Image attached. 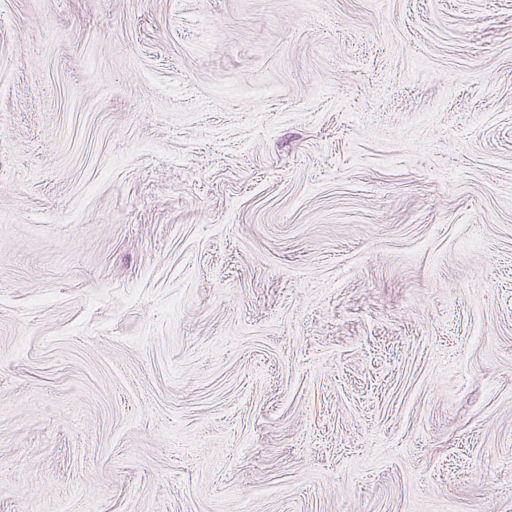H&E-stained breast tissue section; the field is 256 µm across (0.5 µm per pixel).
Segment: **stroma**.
<instances>
[{
	"label": "stroma",
	"mask_w": 512,
	"mask_h": 512,
	"mask_svg": "<svg viewBox=\"0 0 512 512\" xmlns=\"http://www.w3.org/2000/svg\"><path fill=\"white\" fill-rule=\"evenodd\" d=\"M512 512V0H0V512Z\"/></svg>",
	"instance_id": "stroma-1"
}]
</instances>
